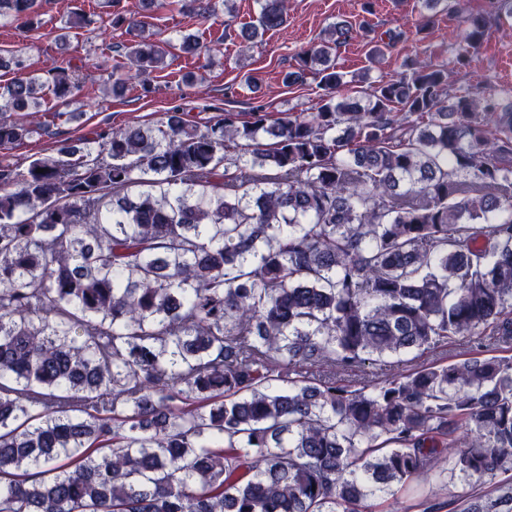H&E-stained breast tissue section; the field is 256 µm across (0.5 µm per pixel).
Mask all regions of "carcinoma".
Wrapping results in <instances>:
<instances>
[{
	"mask_svg": "<svg viewBox=\"0 0 512 512\" xmlns=\"http://www.w3.org/2000/svg\"><path fill=\"white\" fill-rule=\"evenodd\" d=\"M490 5L467 44L512 17ZM287 15L259 0L245 39ZM354 38L284 76L319 78L315 112L174 110L0 161V512H383L442 459L488 486L461 512H512V99L451 93L460 46L338 100ZM164 58L142 38L112 92ZM76 90L68 66L0 85V149Z\"/></svg>",
	"mask_w": 512,
	"mask_h": 512,
	"instance_id": "obj_1",
	"label": "carcinoma"
}]
</instances>
